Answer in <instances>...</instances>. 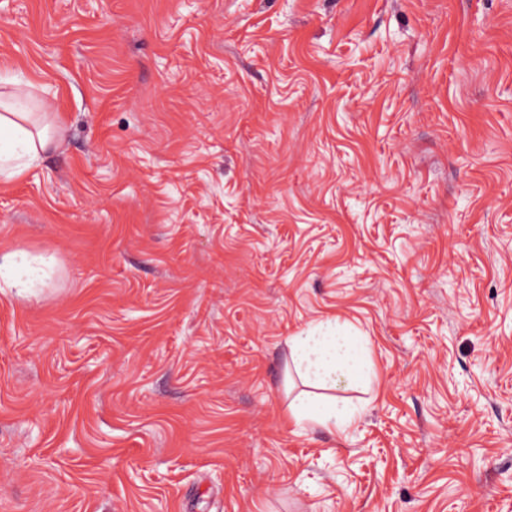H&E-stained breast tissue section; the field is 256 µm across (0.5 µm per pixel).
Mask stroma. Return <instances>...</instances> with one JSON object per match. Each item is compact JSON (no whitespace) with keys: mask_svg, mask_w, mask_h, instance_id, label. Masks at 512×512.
I'll use <instances>...</instances> for the list:
<instances>
[{"mask_svg":"<svg viewBox=\"0 0 512 512\" xmlns=\"http://www.w3.org/2000/svg\"><path fill=\"white\" fill-rule=\"evenodd\" d=\"M17 83L0 512H512V0H0ZM0 176L12 178L41 159L60 138V132L42 112V119L33 112L4 106L0 98ZM291 355L296 369L315 385L357 381L351 361L354 349L348 336L339 332L337 319L321 322L305 335L293 336ZM292 414L312 423L343 433L354 422V412L336 400L324 401L308 393L300 394L291 405Z\"/></svg>","mask_w":512,"mask_h":512,"instance_id":"obj_1","label":"stroma"}]
</instances>
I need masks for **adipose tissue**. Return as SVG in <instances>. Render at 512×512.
<instances>
[{"mask_svg":"<svg viewBox=\"0 0 512 512\" xmlns=\"http://www.w3.org/2000/svg\"><path fill=\"white\" fill-rule=\"evenodd\" d=\"M59 137L58 128L48 119L10 107L0 109V176L11 178L22 173ZM291 355L297 370L313 384H352L357 380L352 342L341 335L336 322H322L305 335L292 337ZM291 411L296 418L340 433L354 421L353 411L344 403L307 393L295 399Z\"/></svg>","mask_w":512,"mask_h":512,"instance_id":"obj_1","label":"adipose tissue"}]
</instances>
